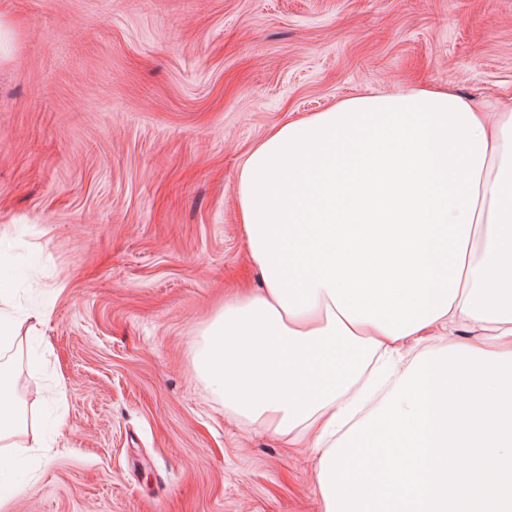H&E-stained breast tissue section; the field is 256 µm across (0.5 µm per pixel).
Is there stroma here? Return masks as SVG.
<instances>
[{
    "label": "stroma",
    "instance_id": "1",
    "mask_svg": "<svg viewBox=\"0 0 512 512\" xmlns=\"http://www.w3.org/2000/svg\"><path fill=\"white\" fill-rule=\"evenodd\" d=\"M0 351L53 442L6 512H322L318 456L193 372L259 285L238 171L273 126L369 90L512 96V0H0Z\"/></svg>",
    "mask_w": 512,
    "mask_h": 512
}]
</instances>
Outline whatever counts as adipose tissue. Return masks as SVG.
I'll list each match as a JSON object with an SVG mask.
<instances>
[{
  "instance_id": "ef3b65f1",
  "label": "adipose tissue",
  "mask_w": 512,
  "mask_h": 512,
  "mask_svg": "<svg viewBox=\"0 0 512 512\" xmlns=\"http://www.w3.org/2000/svg\"><path fill=\"white\" fill-rule=\"evenodd\" d=\"M263 289L228 301L194 350L234 420L325 454L407 351L490 331L512 354V99L454 85L345 98L272 128L237 177ZM0 365V443L22 427ZM33 456L0 455V507Z\"/></svg>"
}]
</instances>
